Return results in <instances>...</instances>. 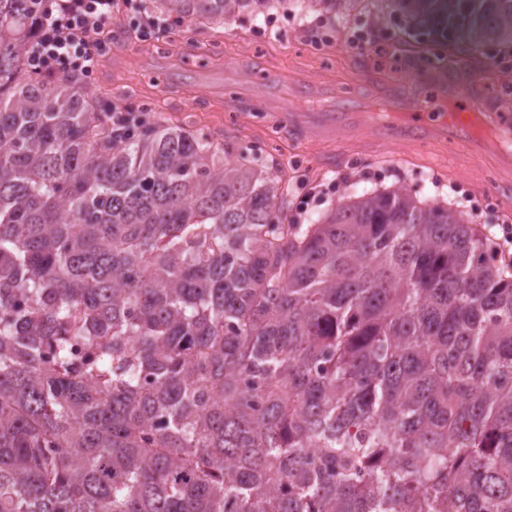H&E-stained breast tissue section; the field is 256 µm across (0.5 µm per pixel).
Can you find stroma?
<instances>
[{
  "mask_svg": "<svg viewBox=\"0 0 512 512\" xmlns=\"http://www.w3.org/2000/svg\"><path fill=\"white\" fill-rule=\"evenodd\" d=\"M375 18L383 37L391 40L408 27L401 15L381 12L378 0H361L339 23L296 7L209 25L198 33L174 25L153 38L113 39L106 47L108 60L86 86L103 97L124 92L132 106H151L170 123L190 124L220 140L251 141L282 159L302 161L316 176L305 207L324 212L356 188L414 184L421 162L446 156L440 144L410 149L381 141L370 125L339 130L322 141L281 128L279 114L305 109L294 92L303 80L319 88L329 112L339 105L362 111L382 101L405 110L418 102L424 111L439 109L432 86L418 87L416 98L407 97L406 79L418 72L411 58L401 57L399 73L381 72L370 81L367 51L310 52L307 34L318 36L337 24L359 30ZM450 159L452 170L435 171L432 181L414 185L423 196L458 205L479 229L500 237L499 225L512 214V201H501L485 165L461 153Z\"/></svg>",
  "mask_w": 512,
  "mask_h": 512,
  "instance_id": "stroma-1",
  "label": "stroma"
}]
</instances>
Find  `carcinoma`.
Returning <instances> with one entry per match:
<instances>
[{"label":"carcinoma","mask_w":512,"mask_h":512,"mask_svg":"<svg viewBox=\"0 0 512 512\" xmlns=\"http://www.w3.org/2000/svg\"><path fill=\"white\" fill-rule=\"evenodd\" d=\"M0 0V512H512V272L402 186L288 164L19 60ZM194 31L286 0H147ZM361 0H301L328 16ZM447 67L512 0H379Z\"/></svg>","instance_id":"carcinoma-1"}]
</instances>
